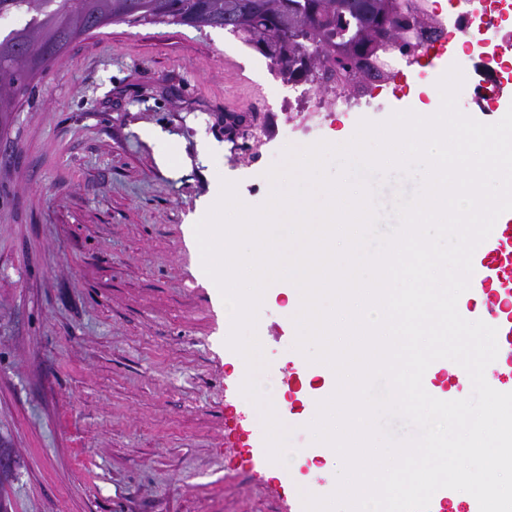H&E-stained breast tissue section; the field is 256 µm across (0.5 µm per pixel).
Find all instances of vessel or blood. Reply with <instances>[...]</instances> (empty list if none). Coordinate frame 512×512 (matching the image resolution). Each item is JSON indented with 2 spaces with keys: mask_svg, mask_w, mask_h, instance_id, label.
I'll list each match as a JSON object with an SVG mask.
<instances>
[{
  "mask_svg": "<svg viewBox=\"0 0 512 512\" xmlns=\"http://www.w3.org/2000/svg\"><path fill=\"white\" fill-rule=\"evenodd\" d=\"M471 291L483 294L480 308H460L470 321L496 327L498 354L485 373L497 391H512V213L499 216L489 237L472 256Z\"/></svg>",
  "mask_w": 512,
  "mask_h": 512,
  "instance_id": "1",
  "label": "vessel or blood"
}]
</instances>
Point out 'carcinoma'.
I'll return each instance as SVG.
<instances>
[{"instance_id": "1", "label": "carcinoma", "mask_w": 512, "mask_h": 512, "mask_svg": "<svg viewBox=\"0 0 512 512\" xmlns=\"http://www.w3.org/2000/svg\"><path fill=\"white\" fill-rule=\"evenodd\" d=\"M25 23L0 36V124L36 76L78 38L110 22L220 28L289 84L326 76L344 86L374 75L376 50L400 44L401 0H0V18Z\"/></svg>"}]
</instances>
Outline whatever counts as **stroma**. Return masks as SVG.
<instances>
[{
    "mask_svg": "<svg viewBox=\"0 0 512 512\" xmlns=\"http://www.w3.org/2000/svg\"><path fill=\"white\" fill-rule=\"evenodd\" d=\"M449 59L414 67L400 100L301 128L333 142L361 118L439 110ZM266 60L220 28L114 23L49 66L0 130V505L5 512H297L300 481L344 497L333 474L274 478L255 448L224 303L193 254L194 225L222 180L269 196L267 154L244 163L228 113L265 112L279 88ZM176 147L162 167L146 130ZM260 385L298 380L296 327L270 294L257 322ZM278 432L307 448L289 396Z\"/></svg>",
    "mask_w": 512,
    "mask_h": 512,
    "instance_id": "stroma-1",
    "label": "stroma"
}]
</instances>
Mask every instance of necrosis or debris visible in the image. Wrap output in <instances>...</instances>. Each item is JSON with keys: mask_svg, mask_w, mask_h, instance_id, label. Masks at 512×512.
<instances>
[{"mask_svg": "<svg viewBox=\"0 0 512 512\" xmlns=\"http://www.w3.org/2000/svg\"><path fill=\"white\" fill-rule=\"evenodd\" d=\"M421 19L426 22L430 44L446 39L448 33L463 39L454 62L464 75L459 101L467 107H483L488 90L512 89V0H448V12L438 11L434 0H418ZM382 81L357 83L342 94L323 87H312L300 99H283L280 110L286 121L296 126L323 123L338 112L368 111L372 93Z\"/></svg>", "mask_w": 512, "mask_h": 512, "instance_id": "obj_1", "label": "necrosis or debris"}]
</instances>
